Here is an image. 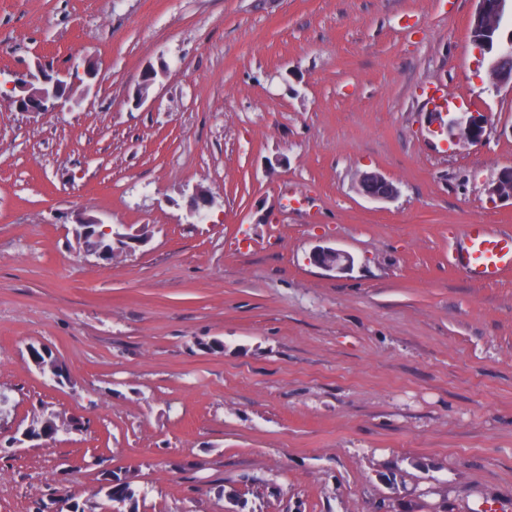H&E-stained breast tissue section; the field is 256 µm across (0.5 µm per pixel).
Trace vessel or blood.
Here are the masks:
<instances>
[{
    "mask_svg": "<svg viewBox=\"0 0 512 512\" xmlns=\"http://www.w3.org/2000/svg\"><path fill=\"white\" fill-rule=\"evenodd\" d=\"M464 246L454 261L472 281L494 279L505 268H512V230L493 229L487 224L465 225Z\"/></svg>",
    "mask_w": 512,
    "mask_h": 512,
    "instance_id": "vessel-or-blood-1",
    "label": "vessel or blood"
}]
</instances>
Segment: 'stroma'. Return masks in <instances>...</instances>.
Listing matches in <instances>:
<instances>
[{
	"label": "stroma",
	"mask_w": 512,
	"mask_h": 512,
	"mask_svg": "<svg viewBox=\"0 0 512 512\" xmlns=\"http://www.w3.org/2000/svg\"><path fill=\"white\" fill-rule=\"evenodd\" d=\"M475 7L0 0V74L100 69L63 111L0 109V432L84 425L0 449V512L95 505L104 467L137 512H512V269L452 258L464 225L512 228L488 193L512 91ZM438 102L483 113V145H442ZM365 172L398 197L361 196ZM82 215L146 241L87 255ZM309 261L326 271L343 273L353 265V257L342 251L331 247H315L309 256Z\"/></svg>",
	"instance_id": "stroma-1"
}]
</instances>
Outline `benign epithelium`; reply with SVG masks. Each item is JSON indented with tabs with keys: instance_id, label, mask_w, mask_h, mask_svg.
I'll return each instance as SVG.
<instances>
[{
	"instance_id": "7a95c632",
	"label": "benign epithelium",
	"mask_w": 512,
	"mask_h": 512,
	"mask_svg": "<svg viewBox=\"0 0 512 512\" xmlns=\"http://www.w3.org/2000/svg\"><path fill=\"white\" fill-rule=\"evenodd\" d=\"M512 0H475L476 8L471 16L469 34L477 50L480 61L487 64V70L495 88H512V32L502 36L501 29L493 20L505 16ZM74 76L68 72H57L47 65L40 64L33 71H21L11 75L7 88L9 94L0 96L18 112L48 113L64 108L70 100L74 87ZM431 132L444 136L452 142L479 145L485 141V120L483 115L472 112L457 116L449 111L428 113ZM357 190L361 196L373 202H389L395 199L398 187L378 172L361 174ZM489 195L512 199V168L506 167L499 173L497 182L489 188ZM213 204L205 192L193 197L190 215L202 220L206 210ZM79 224L87 227L99 248L98 255L105 256L120 250H130L141 240L123 232L121 226L103 225L98 220L83 219ZM309 261L326 271L343 273L353 265V257L331 247L317 246L309 256Z\"/></svg>"
}]
</instances>
